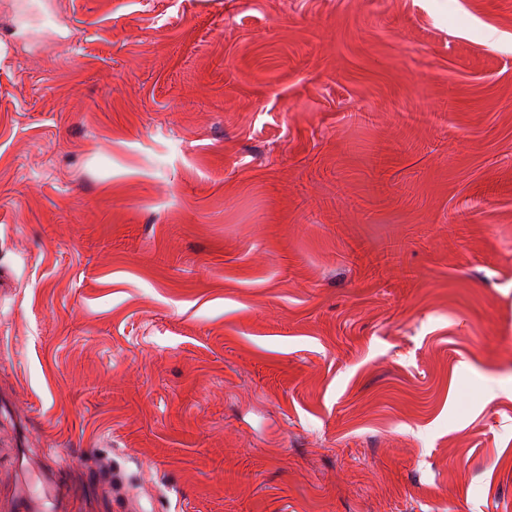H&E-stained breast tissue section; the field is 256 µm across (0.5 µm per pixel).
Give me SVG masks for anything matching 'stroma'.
I'll return each instance as SVG.
<instances>
[{
  "label": "stroma",
  "instance_id": "obj_1",
  "mask_svg": "<svg viewBox=\"0 0 512 512\" xmlns=\"http://www.w3.org/2000/svg\"><path fill=\"white\" fill-rule=\"evenodd\" d=\"M512 512V0H0V501ZM29 466L36 467L44 482L51 488L52 497L54 499L55 508L58 512H68L70 508L68 505L75 498H78L77 486L67 477L58 474L55 471L44 469L41 470L39 464H34L32 461L27 462Z\"/></svg>",
  "mask_w": 512,
  "mask_h": 512
}]
</instances>
